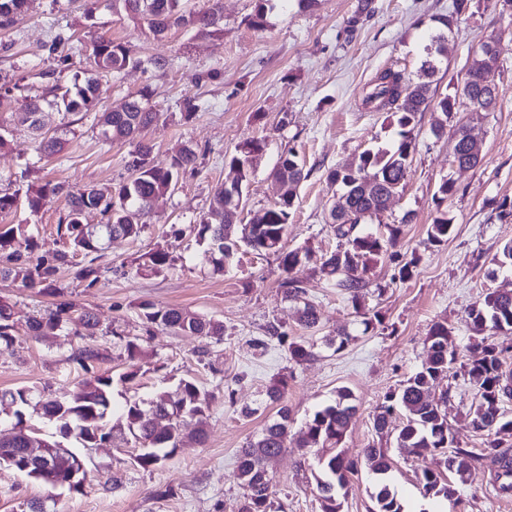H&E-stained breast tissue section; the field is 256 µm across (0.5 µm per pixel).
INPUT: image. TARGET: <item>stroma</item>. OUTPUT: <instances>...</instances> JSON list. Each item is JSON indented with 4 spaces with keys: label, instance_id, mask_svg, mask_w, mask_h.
Listing matches in <instances>:
<instances>
[{
    "label": "stroma",
    "instance_id": "stroma-1",
    "mask_svg": "<svg viewBox=\"0 0 512 512\" xmlns=\"http://www.w3.org/2000/svg\"><path fill=\"white\" fill-rule=\"evenodd\" d=\"M452 5L453 0H318L304 8L298 0H280L258 29L252 24L258 0H223L221 32L203 36L174 29L160 38L143 21L113 8L112 0H98L90 15L84 0H28L9 26L0 27V87L9 91L0 100V194L22 198L49 181L74 191L119 188L129 177L126 162L133 145L104 141L98 120L142 92L160 114L140 134L153 145L155 158L164 160L183 149L197 156L195 168L181 176L175 190L157 198L140 217L137 238H115L100 252L94 287L76 277L86 262L81 255L60 266L52 295L23 288L17 279H0V298L15 303L18 312L12 343L0 346V392L20 387L66 392L83 376L72 355L86 344L102 354L95 372H138L133 382L114 384L109 421H116L127 401L174 392L184 378H194L215 395L205 439L184 433L177 451L149 471L135 465L140 445L127 429H114L100 448L88 452L77 439H65L67 448L85 455L88 476L81 492L60 491L57 512H234L244 493L239 450L283 404L293 422L282 452L269 465L272 512H321L313 478L319 464L314 455L302 454L300 431L307 417L342 388L352 392L358 408L342 443L347 457L362 459L371 446L387 449L393 485L407 512H512V493L500 491L490 459L474 463L465 480L456 482L453 499L432 504L418 481L430 458L396 447L394 436L378 434L372 420L386 395L421 369L434 323L448 324L454 346L464 351L477 338L467 320L469 308L486 292L512 285V267L498 262L503 245L512 241V215L494 208L503 199L512 203V6L504 0H472L434 77L438 93L453 92L479 44L497 40L494 111L478 121L463 112L452 117L469 123L482 141L483 162L464 171L451 169L447 138L432 133L443 116L428 107L417 118L416 150L404 189L369 223L375 232L401 224V255L419 259L418 273L409 281L399 279L391 261L374 269L364 296L366 311L382 319L374 330L364 331L346 295L313 266L298 273L304 289L298 300L285 298L271 255L243 247L223 272H213L200 262L207 244L193 230L216 187L228 178L230 158L244 142L262 138L266 144L253 160L242 220L278 201L272 170L281 154L293 150L309 176L297 191L287 246L317 257L334 250L337 239L327 218L338 188L327 181L328 170L365 150L393 148L399 140L388 113L366 106L364 95L384 70L417 76L424 48L436 32L432 18L450 12ZM102 35L130 46L138 64L115 77L99 75L95 107L65 112L51 88L84 80L93 44ZM59 36L73 46L64 65L51 51ZM160 59L167 60L166 68L157 67ZM189 96L201 108L187 120L179 104ZM28 97L42 99L44 132L64 142L59 155L44 157L36 136L20 122ZM446 179L455 192L441 202L435 192ZM66 208L67 199L60 195L35 214L23 206L0 214V226L30 225L37 255L49 257L65 247L57 222ZM441 208L452 218L454 233L443 245L431 246L427 227ZM408 212L414 221L402 224ZM158 249L169 253L171 264L155 272L147 262ZM69 301L94 313L93 334L79 339L63 331L35 340L28 315ZM147 302L220 321L224 334L207 339L147 326ZM307 302L319 315L313 329L298 321ZM272 325L313 345L315 359L293 361L286 346L274 340L268 349H256L255 340ZM339 331L349 332L352 341L338 353L327 340ZM129 340L142 350L133 363L125 352ZM281 379L288 387L278 405L266 391ZM440 387L448 392V424L456 441L481 447L483 438L471 424L469 385L452 373ZM48 494L43 485L0 470V512H27L30 503Z\"/></svg>",
    "mask_w": 512,
    "mask_h": 512
}]
</instances>
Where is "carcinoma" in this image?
<instances>
[{
    "label": "carcinoma",
    "mask_w": 512,
    "mask_h": 512,
    "mask_svg": "<svg viewBox=\"0 0 512 512\" xmlns=\"http://www.w3.org/2000/svg\"><path fill=\"white\" fill-rule=\"evenodd\" d=\"M125 10L144 20L157 37L165 36L175 28H190L199 35H211L221 30L224 21L221 0H211L204 11H192L186 0H113ZM471 0H455L454 11L433 18L437 32L447 30L468 8ZM93 67L100 73H119L130 65L137 64L131 50L102 35L92 50ZM439 55H425L418 80L407 79L402 74L386 70L375 80L365 97V104L377 111L387 110L396 117L400 137L394 150H366L361 153L352 171L335 168L327 179L340 184L341 197L347 198L351 217L344 219L340 201L333 202L329 217L338 244L330 253L319 259V269L326 278L335 282L348 295L355 313L362 317L364 330L381 323L378 314L361 311L362 292L369 285L368 274L384 257L397 262L398 276L402 281L412 279L417 271L419 258H401L394 251L401 235V225L413 220L406 213L401 224H386V234H375L365 229L366 221L378 218L386 210L388 202L404 187L415 151L413 130L417 115L433 104L449 117L457 112L478 116L482 111L468 107L472 99L497 96L492 74L499 64V55L481 58L483 64L476 74L466 79L462 86L451 94L435 97L431 85L438 67ZM97 79L88 76L66 90L63 104L68 112H80L95 105ZM146 94L133 97L123 112H104L100 116V132L104 140L116 142L130 140L139 131L154 122L159 113L147 107ZM42 106L30 100L23 109L22 123L41 137L39 150L53 156L63 150V142L57 137L42 133ZM465 125L458 124L451 135V156L461 155L470 167L484 160L483 146L469 145L462 137ZM264 147V140L246 142L229 162L230 182L217 187L214 193L215 206L202 221L195 225L197 235L210 241L204 260L216 272L224 271V265L232 260L238 242L262 254H273L279 260L282 279L279 287L285 297L298 299L303 288L297 273L311 261V255L300 249L288 250L284 240L288 232L290 209L297 196L300 183L306 178L302 166L293 151H288L283 163L276 165L274 178L280 182L282 197L273 205L254 212L242 231L225 219V207L245 208L244 188L251 173L249 156ZM133 155L139 158L137 165H128L131 177L122 184L117 194L98 188H87L68 192L59 183L47 182L26 194L25 204L32 213L39 212L51 199L64 194L69 198V208L57 226L60 236L65 238L72 252L86 255L103 250L106 241L116 237H137L141 226L135 222L136 215L148 211L154 197L175 189L182 172L195 168L196 156L190 150L180 151L165 160H156L153 146L140 141ZM96 211L103 223L89 226L83 222L85 213ZM454 232V224L448 213L440 211L427 228V241L440 246ZM35 242L28 225L14 224L0 232V255H5V265H0V278L22 276L25 288L51 290L59 266L69 263V253L59 252L51 258L34 257ZM145 318L175 335H192L205 338L224 335V325L212 319L173 307L146 305ZM15 305L0 299V344L13 341ZM468 319L473 328L482 332L489 329L512 341V292L492 291L480 298L470 308ZM75 321L83 328L92 330L97 326L93 315L74 303L66 302L54 310L32 315L28 324L37 339L55 336L66 324ZM270 338L287 344L290 359L296 362L314 357L312 346L303 340H288V334L273 326ZM448 325L436 323L431 327L427 342V359L422 368L410 376L398 391L386 395L385 401L373 415L374 429L383 434L388 431L396 410L402 411V426L395 436L396 447L408 448L417 454L431 456L432 465L425 468L419 483L426 495L448 498L455 489L448 479L453 474L464 480L475 461L490 457L498 464L497 480L500 490L512 492V457L500 451L504 438L512 437V416L501 410L504 399L512 397V373L502 369L498 349L500 343L487 337L473 343L460 369L464 379L474 391V402L470 412L475 430L487 436L484 447L474 451L458 446L449 437L448 419L444 407L448 392L440 396L432 394L437 381L457 362L456 351L448 344ZM75 359L85 370L87 377L73 389L63 393L41 392L34 394L30 388H18L0 394V401L10 400L16 406V423L13 431L0 437V468H10V456L19 455L27 448V437L31 431L24 426L23 413L36 400L41 416L54 425L62 438L72 435L83 442L85 448H97L112 433L107 415L112 401L114 380L110 375L92 371V364L100 359L98 350L82 346L75 352ZM214 395L200 387L193 379H183L175 392L161 395L150 402L126 403L123 416L129 433L143 445V450L134 457V463L144 470L157 467L178 448L181 432L192 429L203 436V423ZM352 395L347 389L336 392V398L316 410L305 422L299 447L306 449L318 459L319 473L314 475L320 494L321 512H340L342 503L339 493H348L351 476L359 472L358 462L345 456L341 444L349 429L357 408L351 403ZM498 413L499 418L491 428L485 426L488 416ZM291 424L288 407L282 406L278 418L267 424L261 433L250 440L239 455L238 474L245 488L236 512H270L273 495L268 463L277 457L283 447V438ZM45 447L55 449L56 463L38 483L51 487L68 479L77 460L74 452L63 447L61 442L45 441ZM364 464L374 476L370 497L375 501V512H404L403 504L388 483L387 475L391 461L384 448H368L364 453Z\"/></svg>",
    "instance_id": "obj_1"
}]
</instances>
